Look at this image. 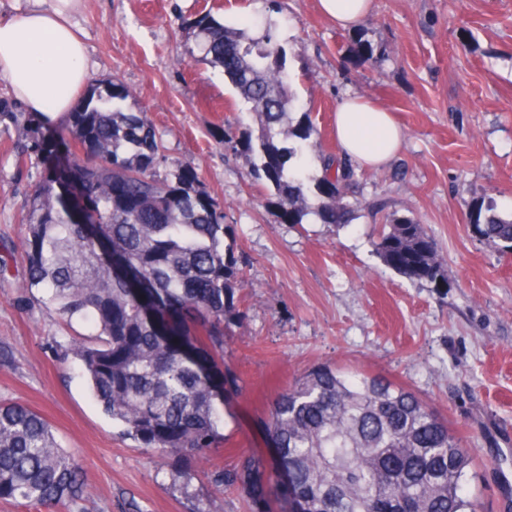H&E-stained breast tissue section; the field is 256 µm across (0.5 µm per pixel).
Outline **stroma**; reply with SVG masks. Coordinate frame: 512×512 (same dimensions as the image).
<instances>
[{"label": "stroma", "mask_w": 512, "mask_h": 512, "mask_svg": "<svg viewBox=\"0 0 512 512\" xmlns=\"http://www.w3.org/2000/svg\"><path fill=\"white\" fill-rule=\"evenodd\" d=\"M211 14L287 48L290 124L309 116L306 151L338 153L337 106L376 101L403 128L402 149L363 170L356 197L386 201L436 241L448 277L410 281L376 256L374 227L286 224L261 196L252 158L224 143L255 121L222 69L204 63L192 28ZM74 21L92 82L119 83L123 108L146 113L165 176L195 169L224 213L225 242L244 274L242 320L226 321L224 365L238 380L224 401V440L174 484L172 458L120 435L78 363L62 362L68 326L27 285L24 244L34 191L66 161V124H49L0 77V399L26 403L74 451L88 496L58 505L1 502L0 512H283L214 482L241 452L271 467L263 423L274 397L331 365L403 385L444 416L477 463L466 489L477 512H512V255L468 224L477 203L512 215V0H374L355 30L336 28L318 0H84ZM383 48L372 56L363 44ZM46 151H38V144Z\"/></svg>", "instance_id": "35a3bbf8"}]
</instances>
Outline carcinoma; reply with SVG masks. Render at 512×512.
<instances>
[{
  "mask_svg": "<svg viewBox=\"0 0 512 512\" xmlns=\"http://www.w3.org/2000/svg\"><path fill=\"white\" fill-rule=\"evenodd\" d=\"M202 60L224 71L249 104L258 134L239 141L255 180L287 224L345 227L367 210L381 230L374 249L401 276L446 280L437 246L412 217L350 200L356 168L322 150L309 173L300 143L314 128L286 126L295 107L286 49L271 31L229 27L206 13L193 22ZM116 83L93 85L70 113L69 177L36 189L24 255L28 285L69 323L95 333L67 344L102 411L145 448L190 460L215 447L224 393L236 377L224 359V321L243 316L235 297L234 245L221 211L191 167L160 178L162 145L144 112H125ZM297 144L290 145L291 139ZM472 233L512 253V218L494 203L471 213ZM275 449L276 485L242 454L216 482L258 500L277 488L286 512H476L465 493L472 449L414 392L330 366L279 394L264 422ZM88 484L51 424L19 402L0 401V500L30 505L82 498Z\"/></svg>",
  "mask_w": 512,
  "mask_h": 512,
  "instance_id": "1",
  "label": "carcinoma"
}]
</instances>
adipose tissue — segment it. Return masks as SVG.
Returning a JSON list of instances; mask_svg holds the SVG:
<instances>
[{"label":"adipose tissue","mask_w":512,"mask_h":512,"mask_svg":"<svg viewBox=\"0 0 512 512\" xmlns=\"http://www.w3.org/2000/svg\"><path fill=\"white\" fill-rule=\"evenodd\" d=\"M81 0H27L25 10L0 19V76L17 99L53 122L72 111L89 78L85 47L74 32L72 17ZM64 96L46 107L50 89ZM336 140L343 154L362 167L386 166L399 152L403 131L391 114L373 102L351 98L336 111Z\"/></svg>","instance_id":"obj_1"}]
</instances>
